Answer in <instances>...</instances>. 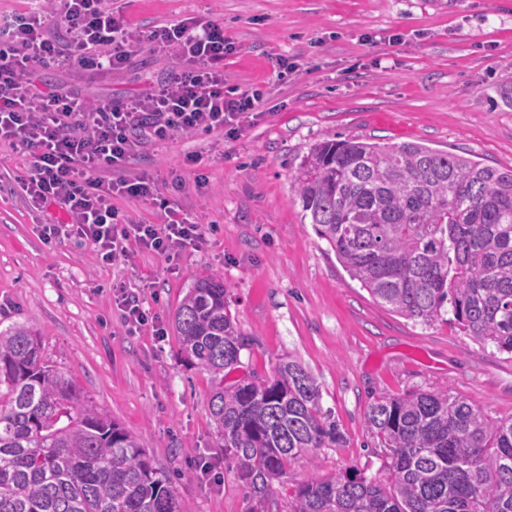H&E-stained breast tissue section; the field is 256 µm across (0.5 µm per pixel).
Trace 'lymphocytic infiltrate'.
<instances>
[{
  "instance_id": "f902f5d3",
  "label": "lymphocytic infiltrate",
  "mask_w": 512,
  "mask_h": 512,
  "mask_svg": "<svg viewBox=\"0 0 512 512\" xmlns=\"http://www.w3.org/2000/svg\"><path fill=\"white\" fill-rule=\"evenodd\" d=\"M64 28L70 52L45 34ZM174 52L186 68L125 101L88 103L59 89H39L36 69L70 61L85 70L121 68L142 39ZM130 29L107 0H31L29 11L0 19V143L28 152L18 182L35 208L58 206L66 221L47 224L48 240L75 238L101 263L141 251L174 258L204 240L199 224L165 207L161 224H134L120 199L157 201L161 186L149 174L124 177L125 165L150 143L213 130L238 132L255 111V96L224 95V57L233 50L218 25L178 22L148 37Z\"/></svg>"
}]
</instances>
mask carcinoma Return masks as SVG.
Wrapping results in <instances>:
<instances>
[{
  "label": "carcinoma",
  "instance_id": "cac0c4a2",
  "mask_svg": "<svg viewBox=\"0 0 512 512\" xmlns=\"http://www.w3.org/2000/svg\"><path fill=\"white\" fill-rule=\"evenodd\" d=\"M291 192L379 304L424 324L450 312L465 335L512 355V170L413 142L325 140ZM173 326L186 358L215 374L250 346L213 277L189 290ZM320 401L291 359L269 379L213 391L224 463L249 512H265L291 463L345 443ZM365 422L384 476H315L294 489L288 512H512V419L492 421L436 390L382 395ZM0 512H184L139 439L49 365L38 332L19 323L0 331Z\"/></svg>",
  "mask_w": 512,
  "mask_h": 512
}]
</instances>
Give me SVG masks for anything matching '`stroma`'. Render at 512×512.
<instances>
[{
    "mask_svg": "<svg viewBox=\"0 0 512 512\" xmlns=\"http://www.w3.org/2000/svg\"><path fill=\"white\" fill-rule=\"evenodd\" d=\"M141 34L187 20L223 27L224 93L260 91L241 131L180 136L142 149L128 174L181 175L164 189L200 224L205 241L174 262L132 251L106 265L75 239L46 242L60 208L34 209L16 177L27 152L0 145V330H38L49 362L168 471L186 512H247L210 412L219 381L272 377L285 357L316 379L321 404L346 437L299 460L268 512H288L312 476L382 474L385 456L365 413L385 394L447 389L489 419H512V356L466 336L452 320L422 324L378 304L353 280L293 202L291 177L325 139L416 141L512 169V0H112ZM292 64L282 72L279 60ZM176 56L140 43L114 71L73 64L40 69L39 84L87 101L123 100L174 77ZM198 152L202 168L184 156ZM209 182L196 187L197 175ZM223 280L251 345L218 378L185 360L172 322L203 276ZM136 295L150 317L132 331L115 304ZM165 330L155 336L154 325Z\"/></svg>",
    "mask_w": 512,
    "mask_h": 512,
    "instance_id": "stroma-1",
    "label": "stroma"
}]
</instances>
